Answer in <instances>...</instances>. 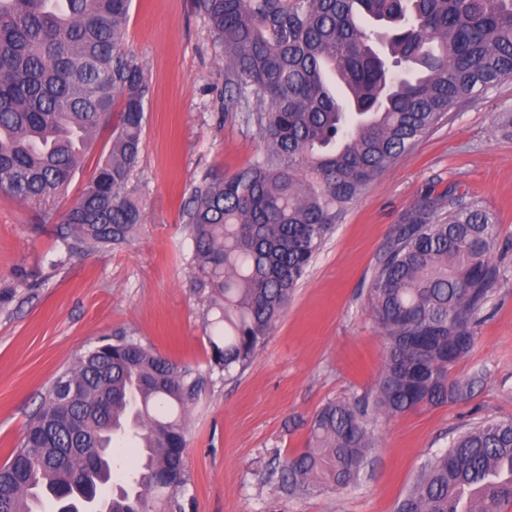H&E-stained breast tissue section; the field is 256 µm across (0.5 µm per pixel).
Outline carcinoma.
Instances as JSON below:
<instances>
[{
    "label": "carcinoma",
    "instance_id": "carcinoma-1",
    "mask_svg": "<svg viewBox=\"0 0 512 512\" xmlns=\"http://www.w3.org/2000/svg\"><path fill=\"white\" fill-rule=\"evenodd\" d=\"M131 0H0V195L46 205L97 131L109 153L55 227L71 255L130 242L144 223L131 187L142 149L145 69L125 49ZM224 59L228 105L264 149L203 176L181 219L217 310L203 373L128 333L77 357L0 467V512L108 490L107 512H186L187 414L218 370H244L348 208L463 99L512 77V0H196ZM498 224L481 201L426 191L392 229L367 309L384 338L373 394L314 416L306 448L276 472L291 495L346 489L382 418L445 404L449 377L506 279ZM512 501V419H489L432 458L396 512H501Z\"/></svg>",
    "mask_w": 512,
    "mask_h": 512
}]
</instances>
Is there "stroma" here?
Masks as SVG:
<instances>
[{
  "instance_id": "1",
  "label": "stroma",
  "mask_w": 512,
  "mask_h": 512,
  "mask_svg": "<svg viewBox=\"0 0 512 512\" xmlns=\"http://www.w3.org/2000/svg\"><path fill=\"white\" fill-rule=\"evenodd\" d=\"M214 39L195 0H132L125 48L147 70L151 92L134 177L144 222L130 243L66 255L39 208L0 196V291H17L0 307V465L56 377L103 338L125 331L168 359L208 370L210 292L192 270L181 210L203 174H232L262 147L242 113L224 108ZM510 115L512 80L455 106L349 207L249 367L214 373L188 417L194 512H395L461 430L512 418V132L501 126ZM110 145V130L97 133L65 193L50 202L54 215L80 196ZM451 187L494 212L495 257L507 271L472 350L450 369L451 377L474 378L471 392L379 422L356 485L288 496L269 476L305 448L314 414L376 386L384 339L365 303L390 232L427 190Z\"/></svg>"
}]
</instances>
